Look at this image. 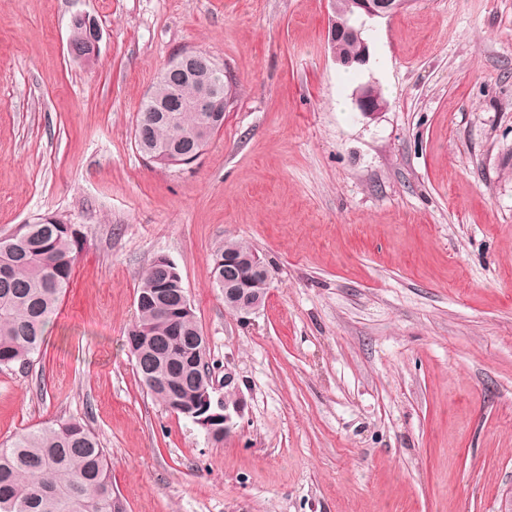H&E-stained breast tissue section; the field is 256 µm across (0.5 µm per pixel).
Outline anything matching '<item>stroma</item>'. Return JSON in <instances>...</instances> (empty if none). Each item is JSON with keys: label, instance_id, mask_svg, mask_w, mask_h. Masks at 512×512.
I'll list each match as a JSON object with an SVG mask.
<instances>
[{"label": "stroma", "instance_id": "1", "mask_svg": "<svg viewBox=\"0 0 512 512\" xmlns=\"http://www.w3.org/2000/svg\"><path fill=\"white\" fill-rule=\"evenodd\" d=\"M102 34L73 61L74 16ZM330 0H0V236L55 214L85 243L32 370L0 371V448L89 425L126 512H500L512 494V0H410L366 20L367 66L328 44ZM232 82L191 166L133 126L160 69ZM369 84L386 108L366 117ZM270 264L241 319L224 242ZM181 271L244 411L223 443L135 373L126 336L155 256Z\"/></svg>", "mask_w": 512, "mask_h": 512}]
</instances>
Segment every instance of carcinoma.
<instances>
[{
	"mask_svg": "<svg viewBox=\"0 0 512 512\" xmlns=\"http://www.w3.org/2000/svg\"><path fill=\"white\" fill-rule=\"evenodd\" d=\"M336 20L350 33L336 43L349 58L363 48L364 31L354 25L351 0H335ZM198 86L178 76L156 82L154 98L140 106L133 127L135 146L152 147L146 157L167 150L192 151L203 113L166 112L164 106L192 101ZM84 233L56 215L0 237V370L21 371L40 354L60 298L69 287ZM251 248L226 242L213 258V280L224 288V252ZM173 264L152 260L136 293V319L126 341L135 370L152 398L177 415L200 418L198 399L210 391L208 343L184 294ZM0 512H125L112 495L106 451L78 419H56L19 435L0 448Z\"/></svg>",
	"mask_w": 512,
	"mask_h": 512,
	"instance_id": "obj_1",
	"label": "carcinoma"
}]
</instances>
